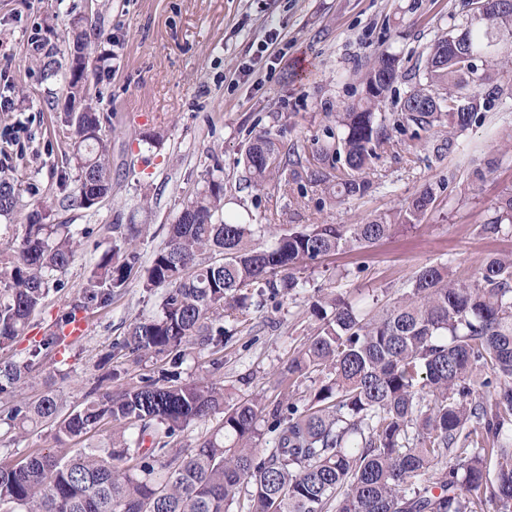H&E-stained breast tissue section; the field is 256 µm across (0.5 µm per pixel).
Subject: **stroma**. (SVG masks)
I'll return each instance as SVG.
<instances>
[{"label": "stroma", "instance_id": "stroma-1", "mask_svg": "<svg viewBox=\"0 0 512 512\" xmlns=\"http://www.w3.org/2000/svg\"><path fill=\"white\" fill-rule=\"evenodd\" d=\"M467 0H0V95L13 111L0 112V128L25 129L9 149L6 177L21 186L11 215H0V255L8 254L34 202L47 207L53 224L101 228L114 222L142 225L143 261L164 246L167 227L210 179L224 183L225 212L257 224H360L392 210L426 184H444L420 223L366 248H344L303 274L298 293L268 301L250 320L225 318L220 351L192 349L179 368L182 380L208 378L224 387L227 404L260 396L266 403L308 399L327 379L312 372L289 385V361L305 347L320 322L315 300L343 297L363 314L381 313L406 292L418 270L445 264L470 279L489 258L512 254V228L498 235L482 225L503 191L512 188V96L456 136L452 150L434 152L441 129L425 133L429 146L415 148L393 134L369 172L372 187L360 198L334 202L306 178L264 193L248 188L243 157L251 138L269 131L279 142L311 154L324 126L334 124L343 103L363 93L366 61L388 51L405 67L423 70L426 48L461 24ZM100 32L99 49L110 55L101 71L98 108L112 126V192L96 208L63 203L61 173L77 176L70 140L59 117L66 108L67 69L44 78L46 56L69 48L71 24ZM279 39L272 58L258 49L268 31ZM45 40L42 54L27 42ZM154 135L157 145L143 142ZM98 257L85 248L51 289L25 335L0 351L23 358L49 335L86 287ZM159 297L132 280L111 305L88 312L85 336L48 355L16 395L29 403L45 392L52 366L65 370L54 390L65 407L79 404L103 369L135 382L157 375L162 361L123 350L135 318L157 312Z\"/></svg>", "mask_w": 512, "mask_h": 512}]
</instances>
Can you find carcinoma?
Here are the masks:
<instances>
[{
  "instance_id": "obj_1",
  "label": "carcinoma",
  "mask_w": 512,
  "mask_h": 512,
  "mask_svg": "<svg viewBox=\"0 0 512 512\" xmlns=\"http://www.w3.org/2000/svg\"><path fill=\"white\" fill-rule=\"evenodd\" d=\"M67 93L90 91L103 55L81 56L92 44L78 26ZM405 77L398 54L381 52L365 64L364 95L342 106L336 127L324 128L309 182L334 199L361 197L378 151L391 131H428L448 122L454 136L484 113L483 100L512 90V0L428 47L422 78L401 101L393 126L378 118L394 84ZM469 105L470 111L459 108ZM76 185H59L69 201L90 209L112 191L110 144L101 113L65 112ZM245 163L257 192L281 185L288 165H302L295 146L265 132L250 141ZM347 176L334 181L337 164ZM20 185L0 177V213L14 211ZM435 200L427 186L400 207L363 224H297L279 233L224 213V183L212 180L168 227L164 247L145 267L143 288L162 289L159 310L132 321L123 346L165 355L179 366L185 352L221 343L224 317L245 319L268 299L303 287L300 273L345 247H363L417 224ZM37 204L16 249L0 268V349L22 336L58 274L77 258L95 228L47 224ZM512 224V192L501 196L483 224L487 234ZM87 286L60 319L112 303L142 268L140 224H113ZM319 304L321 321L288 376L325 372L329 380L307 402L281 399L268 407L251 398L224 407V388L205 378L189 382L163 369L112 391L98 379L80 404L62 413L45 395L12 403L16 389L65 337L33 344L21 360L0 362V406L6 433L49 426L66 452L32 450L0 461V512H229L246 495L247 512H471L485 498L492 512H512V255L491 257L471 280L446 265L417 272L411 287L366 320L341 299ZM221 417L191 452L178 436L191 423ZM268 423L277 445L257 447Z\"/></svg>"
}]
</instances>
